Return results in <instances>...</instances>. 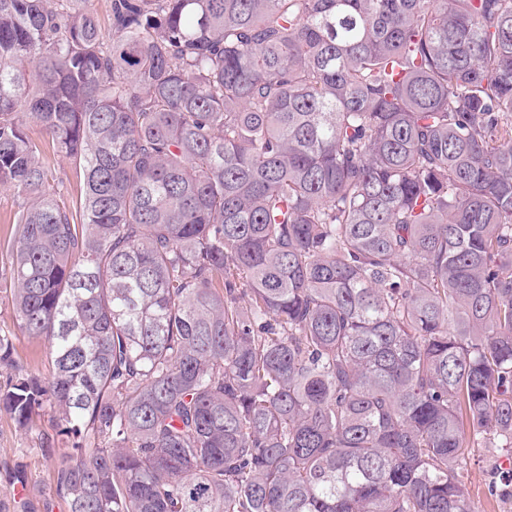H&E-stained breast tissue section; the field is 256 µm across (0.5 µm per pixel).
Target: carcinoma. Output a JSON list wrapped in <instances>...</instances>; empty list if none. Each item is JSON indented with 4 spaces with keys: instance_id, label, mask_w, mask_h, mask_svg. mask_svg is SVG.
Listing matches in <instances>:
<instances>
[{
    "instance_id": "carcinoma-1",
    "label": "carcinoma",
    "mask_w": 512,
    "mask_h": 512,
    "mask_svg": "<svg viewBox=\"0 0 512 512\" xmlns=\"http://www.w3.org/2000/svg\"><path fill=\"white\" fill-rule=\"evenodd\" d=\"M110 14L0 0L9 292L48 362L0 332V411L71 449L69 512H476L472 453L512 459V0ZM47 164L54 178L64 185V200L71 205L79 199L83 187V174L66 157L47 153ZM22 199L12 190L0 187V240H3L14 233L15 224L13 218L19 210Z\"/></svg>"
}]
</instances>
